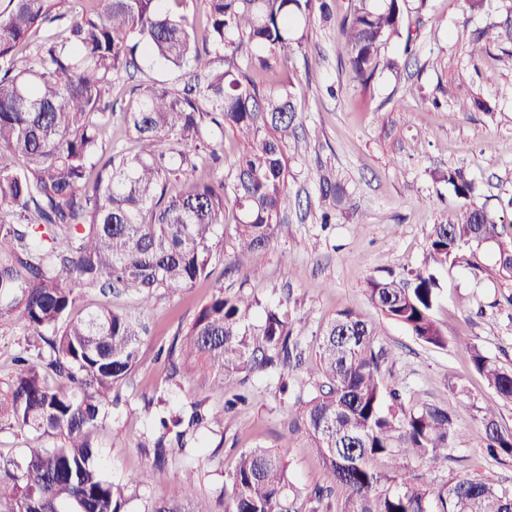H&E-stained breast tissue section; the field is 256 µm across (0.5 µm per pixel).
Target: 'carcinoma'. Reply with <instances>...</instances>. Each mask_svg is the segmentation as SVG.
<instances>
[{
  "label": "carcinoma",
  "instance_id": "cac0c4a2",
  "mask_svg": "<svg viewBox=\"0 0 512 512\" xmlns=\"http://www.w3.org/2000/svg\"><path fill=\"white\" fill-rule=\"evenodd\" d=\"M0 7V318L20 309L36 345L49 358L16 359L12 418L53 448H31L0 467V512H126V487L94 467L91 434L103 427L112 385L136 367L146 334L141 315L160 292L175 294L209 276L223 244L224 211L238 210L240 271L269 246L288 198L287 151L296 134L287 88L272 90L256 76L303 50L301 25L312 0H204L199 24L191 0H4ZM410 0H353L338 22L347 64L368 87L396 62L382 54L404 33ZM181 73L183 90L148 84L136 109L124 113L146 149L106 154L102 134L112 122V91L139 58ZM213 123L241 135L244 149L227 175L204 170ZM448 185L468 199L473 183L448 170ZM322 223L344 203L330 174L320 179ZM484 245L497 249L499 271L512 278V233L486 210L467 206L431 227L427 250L436 268ZM437 279L427 270L400 278L371 277L367 292L383 316L417 341L445 347L434 320ZM134 298L139 315L107 307L80 309L75 289ZM217 288L166 355L168 379L196 371L229 378L268 368L303 369L313 378L297 398L296 423L320 455L326 485L293 484L288 465L257 445L238 456L224 484V512H512V492L479 477L436 486L421 464L448 459L458 438L448 409L410 405L384 384L394 349L378 327L343 309L323 327L314 358L293 335L288 313ZM464 351L497 398L512 403V370L478 347ZM53 375L60 387L46 382ZM485 448L512 460V431L492 405L480 408ZM153 467L183 443L179 415L158 412ZM193 475L180 477L150 512H214L193 495Z\"/></svg>",
  "mask_w": 512,
  "mask_h": 512
}]
</instances>
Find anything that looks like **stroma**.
<instances>
[{"instance_id": "stroma-1", "label": "stroma", "mask_w": 512, "mask_h": 512, "mask_svg": "<svg viewBox=\"0 0 512 512\" xmlns=\"http://www.w3.org/2000/svg\"><path fill=\"white\" fill-rule=\"evenodd\" d=\"M328 2L333 22L320 17ZM304 30L307 50L263 74L269 87H287L294 95L299 137L308 152L288 154V206L275 237L248 269L228 264L237 245V211L227 207L223 247L211 275L193 288L159 295L149 315V333L135 370L112 390L106 423L94 434V464L106 480L129 485L127 512H150L185 471H193L196 496L214 503L232 470L237 453L264 445L281 452L291 480L303 488L324 483V468L305 431H288L295 394L307 389L306 374H292L288 393L279 390V371L258 372L247 381L225 380L215 388L200 373L171 381L164 352L177 329L192 322L216 287L254 296L251 322L260 324L265 309L286 304L294 335L307 350L336 312L351 308L373 322L383 343L398 354L387 384L399 386L410 402L447 407L459 438L455 453L468 457L470 472L512 491V461L487 456L478 409L497 401L494 392L463 355L459 344L477 346L499 365L512 369V279L498 274L497 253L487 245L464 260L436 270L439 288L433 317L445 333L446 347L416 341L401 325L384 318L369 301V277L401 275L428 263L432 225L452 219L462 201L444 181L448 170H461L477 191L471 205L512 226V25L504 0H484L478 10L466 0H427L421 15H409L411 41L395 40L385 49L398 70L377 73L369 87L353 80L341 60L337 17L351 0H312ZM480 42L479 61L469 50ZM155 83L176 88L178 72L146 64L144 73L123 76L120 103L135 106L133 86ZM332 169L347 191L350 209L321 224L319 177ZM34 340L20 312L0 319V397L12 384L16 356L35 353ZM168 392L172 410L201 402L208 427L189 436L185 448L161 469H151L154 406L158 389ZM246 389L247 405L225 412L224 400ZM55 438L0 421V462L18 459L31 446L53 447ZM151 476L135 483L143 470Z\"/></svg>"}]
</instances>
